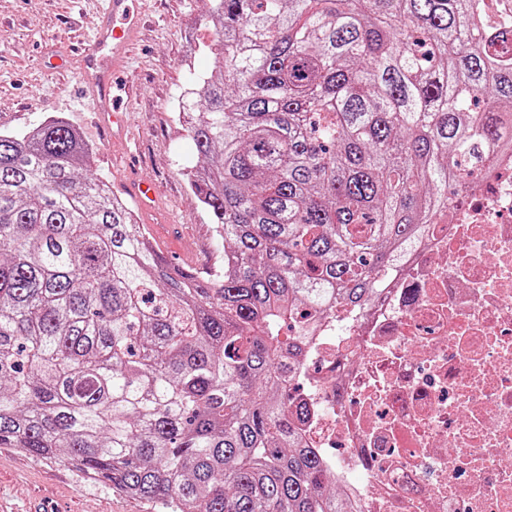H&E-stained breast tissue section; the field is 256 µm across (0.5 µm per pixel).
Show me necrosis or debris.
Returning a JSON list of instances; mask_svg holds the SVG:
<instances>
[{"instance_id":"necrosis-or-debris-1","label":"necrosis or debris","mask_w":512,"mask_h":512,"mask_svg":"<svg viewBox=\"0 0 512 512\" xmlns=\"http://www.w3.org/2000/svg\"><path fill=\"white\" fill-rule=\"evenodd\" d=\"M427 238L321 322L288 412L358 512H512V158Z\"/></svg>"}]
</instances>
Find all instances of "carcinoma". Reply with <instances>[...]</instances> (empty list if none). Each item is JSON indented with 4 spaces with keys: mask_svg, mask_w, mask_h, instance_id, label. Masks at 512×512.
<instances>
[{
    "mask_svg": "<svg viewBox=\"0 0 512 512\" xmlns=\"http://www.w3.org/2000/svg\"><path fill=\"white\" fill-rule=\"evenodd\" d=\"M191 188L224 272L170 267L62 119L0 133V448L160 512H347L280 385L512 151L484 0H212Z\"/></svg>",
    "mask_w": 512,
    "mask_h": 512,
    "instance_id": "obj_1",
    "label": "carcinoma"
}]
</instances>
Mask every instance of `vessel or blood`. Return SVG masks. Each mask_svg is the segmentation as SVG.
Listing matches in <instances>:
<instances>
[{
    "label": "vessel or blood",
    "instance_id": "b4317fda",
    "mask_svg": "<svg viewBox=\"0 0 512 512\" xmlns=\"http://www.w3.org/2000/svg\"><path fill=\"white\" fill-rule=\"evenodd\" d=\"M142 22L135 0H107L94 41L81 54L82 81L104 123L117 121L111 96L115 68Z\"/></svg>",
    "mask_w": 512,
    "mask_h": 512
}]
</instances>
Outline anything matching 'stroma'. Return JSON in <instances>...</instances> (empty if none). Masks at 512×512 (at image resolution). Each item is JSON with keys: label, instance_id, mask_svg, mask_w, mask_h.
<instances>
[{"label": "stroma", "instance_id": "35a3bbf8", "mask_svg": "<svg viewBox=\"0 0 512 512\" xmlns=\"http://www.w3.org/2000/svg\"><path fill=\"white\" fill-rule=\"evenodd\" d=\"M151 19L116 80L130 142L106 138L83 89L79 59L102 20V0H0V132H24L62 118L94 150L89 171L128 197L138 174L157 181L155 205L138 213L173 267L219 270L215 228L184 169L200 158L173 112L212 72V0H138ZM0 512H155L152 504L85 480L62 459L40 460L0 448Z\"/></svg>", "mask_w": 512, "mask_h": 512}]
</instances>
